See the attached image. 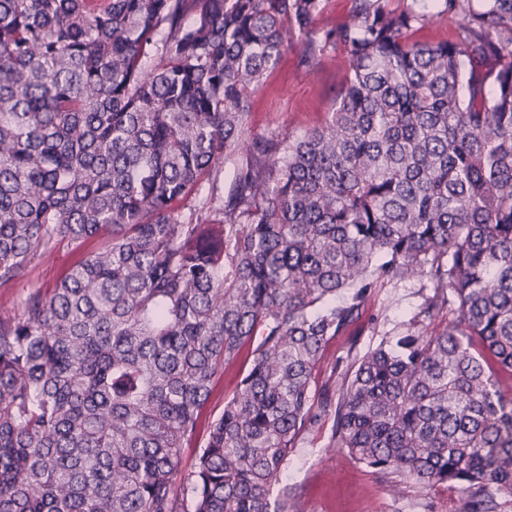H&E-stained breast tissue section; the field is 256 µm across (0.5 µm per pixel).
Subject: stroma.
Segmentation results:
<instances>
[{"label": "stroma", "instance_id": "stroma-1", "mask_svg": "<svg viewBox=\"0 0 512 512\" xmlns=\"http://www.w3.org/2000/svg\"><path fill=\"white\" fill-rule=\"evenodd\" d=\"M346 76L344 55L330 49L315 69L285 53L253 97L251 126L262 134L278 127L300 132L324 124ZM430 294L421 278L375 289L359 319L326 350L319 382H333L355 353L404 332ZM330 421L313 428L289 456L283 479L296 492L300 512H457L458 491L443 485L393 487L389 479L328 445Z\"/></svg>", "mask_w": 512, "mask_h": 512}]
</instances>
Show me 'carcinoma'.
Here are the masks:
<instances>
[{"instance_id": "obj_1", "label": "carcinoma", "mask_w": 512, "mask_h": 512, "mask_svg": "<svg viewBox=\"0 0 512 512\" xmlns=\"http://www.w3.org/2000/svg\"><path fill=\"white\" fill-rule=\"evenodd\" d=\"M321 2L0 0V285L99 239L0 317V512H297L280 476L328 418L329 447L458 512L512 498V0H353L327 29ZM297 44L310 68L346 53L336 108L256 134ZM413 277L425 321L456 317L318 384L372 291ZM459 32L456 21L430 22L422 28H416L410 35L412 40L436 44L454 40Z\"/></svg>"}]
</instances>
